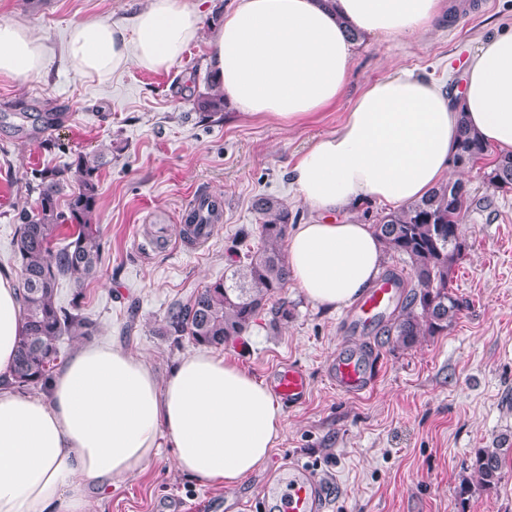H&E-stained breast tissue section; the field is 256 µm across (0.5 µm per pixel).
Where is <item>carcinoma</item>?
I'll return each mask as SVG.
<instances>
[{
    "instance_id": "cac0c4a2",
    "label": "carcinoma",
    "mask_w": 512,
    "mask_h": 512,
    "mask_svg": "<svg viewBox=\"0 0 512 512\" xmlns=\"http://www.w3.org/2000/svg\"><path fill=\"white\" fill-rule=\"evenodd\" d=\"M202 112L224 111V94L215 88L198 94ZM487 145L468 128L460 133L452 165L472 167L486 156ZM103 157L80 153L66 169L35 170L36 206L17 211L15 258L19 264L24 323L17 339V355L10 382L15 389L47 391L58 365L60 337L92 336L96 328L81 315L79 296L67 307L55 303L62 278L81 287L93 279L102 263L104 242L95 224L98 182ZM490 185L512 190V153L499 156L486 173ZM71 187L66 205L60 204L64 188ZM471 206L470 189L461 179L441 183L425 198L403 204L377 216L373 230L385 254L408 263L403 274L389 268L385 277L399 288L391 316L379 328L400 348L414 346L420 338L448 330L463 302L449 286L455 266L468 248L460 226ZM259 214V244L247 251L245 261L230 274L205 285L185 301L174 303L159 327L174 341L189 339L199 346L221 348L246 335L258 318L268 317L278 327L291 310L282 293L291 270L284 252L290 229L288 207L273 197L255 201ZM512 448L497 443L474 453L470 475L462 478L459 495L477 486L489 491L501 482Z\"/></svg>"
}]
</instances>
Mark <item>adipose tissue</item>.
<instances>
[{"instance_id":"ef3b65f1","label":"adipose tissue","mask_w":512,"mask_h":512,"mask_svg":"<svg viewBox=\"0 0 512 512\" xmlns=\"http://www.w3.org/2000/svg\"><path fill=\"white\" fill-rule=\"evenodd\" d=\"M446 0H237L209 29L208 65L239 112L293 126L334 104L346 87L350 32L416 38ZM185 0H147L133 27L86 21L68 33L73 71L99 79L129 61L169 70L204 27ZM43 38L0 22V78L42 77ZM512 151V32L483 40L447 89L401 67L353 102L335 132L291 170L298 197L320 220L297 225L287 242L295 287L329 308L351 304L376 278L383 247L371 225L349 218L364 201L402 205L448 179L461 125ZM346 213L341 223L324 217ZM20 284L0 271V512H90L89 489L140 475L174 451L196 484L234 487L265 464L283 432L270 387L207 351L184 355L158 377L144 357L116 345L78 348L47 393L8 380L22 329Z\"/></svg>"}]
</instances>
